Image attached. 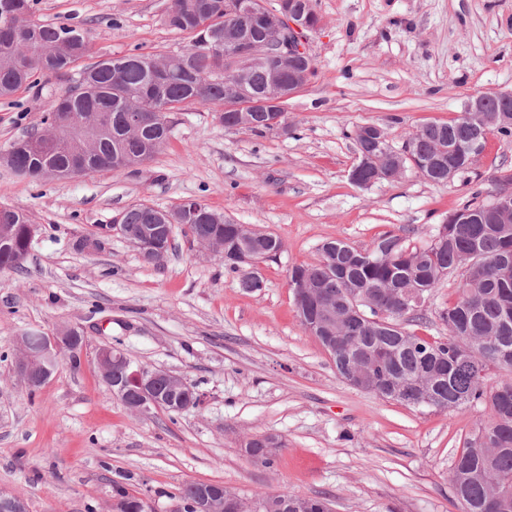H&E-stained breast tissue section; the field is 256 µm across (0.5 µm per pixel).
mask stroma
<instances>
[{
  "label": "stroma",
  "mask_w": 512,
  "mask_h": 512,
  "mask_svg": "<svg viewBox=\"0 0 512 512\" xmlns=\"http://www.w3.org/2000/svg\"><path fill=\"white\" fill-rule=\"evenodd\" d=\"M171 0H35L34 16L86 22L90 61L176 54L188 35L164 22ZM307 37L316 75L285 111L288 130L227 129L212 109L169 115L166 144L146 165L33 182L0 163V205L38 225L21 268L0 271V491L29 512H110L116 485L171 512L176 488L220 482L246 499L290 491L327 498L332 512H461L449 481L457 454L487 419L413 408L354 388L301 326L288 270L316 263L340 238L369 247L387 232L428 242L473 192L490 198L497 167L512 168V136L490 135L463 178L436 184L415 171L397 182L352 183L355 127L402 133L458 118L471 96L512 90V0H315ZM56 80L0 100V153L38 126ZM194 197L233 222L278 236L247 293L224 261L178 244L143 263L113 233L104 251L79 238L120 222L132 206L171 209ZM84 327L80 365L61 359L37 391L13 373L27 331ZM181 376L200 396L179 413L141 418L103 381L99 347ZM282 440L273 466L247 440Z\"/></svg>",
  "instance_id": "1"
}]
</instances>
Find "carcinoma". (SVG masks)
Listing matches in <instances>:
<instances>
[{"label": "carcinoma", "instance_id": "carcinoma-1", "mask_svg": "<svg viewBox=\"0 0 512 512\" xmlns=\"http://www.w3.org/2000/svg\"><path fill=\"white\" fill-rule=\"evenodd\" d=\"M271 11L265 0H172L165 24L191 36L180 56L184 65L169 76L159 69L164 58L152 53L128 54L86 65L77 84L66 87L45 106L43 124L58 129L78 115L105 126L94 144L81 139L45 140L30 133L13 142L5 152L7 165L33 179L54 178L56 173L81 161L92 171H120L136 159H151L170 134L167 115L190 105L213 109L227 129H244L256 136L268 131L262 120L228 108L229 87L224 71V40L241 37L274 50L271 32L252 24V16ZM90 42L80 25H53L33 16L30 0H0V99L21 88L38 84L40 77H65L69 69L88 57ZM266 57L248 60L234 69L236 82L248 95L265 100L272 93ZM155 114V120L131 135L124 114L131 107ZM512 134V112H464L453 121L426 123L404 135L401 148L365 137L373 124L360 125L354 139L362 142L370 164L387 172L397 166L422 172L433 183L469 173L478 152L472 147L474 129ZM497 192L512 198V169H496ZM182 233L194 245L222 237L240 241L254 261L275 257L281 240L270 233L246 230L198 199L176 206ZM469 219L467 224L445 222L426 244L411 246L406 238L388 233L380 240L389 252L374 247L358 249L340 239L323 242L319 260L296 265L288 279L295 305L303 313L314 310L308 290L319 291L324 302L336 308L334 364L343 377L361 374L366 391L405 406L465 411L475 403L488 408V420L480 425L466 447L455 457L450 480L463 512H512V379L487 390L485 381L494 369L512 372V208L493 210L475 196L449 216ZM21 210L0 205V226L12 229L9 246L0 247V270H14L12 254L27 247ZM167 223L164 211L139 204L123 215L126 239L137 242L149 224ZM224 270L240 275L247 292L264 288L262 278L224 258ZM454 277L456 297L440 309L439 319L448 324V339L420 336L406 330L422 322V307L443 280ZM269 437L251 439L246 452L269 467ZM298 502L301 509L320 512L322 497L288 492L260 498L261 512L279 501Z\"/></svg>", "mask_w": 512, "mask_h": 512}]
</instances>
